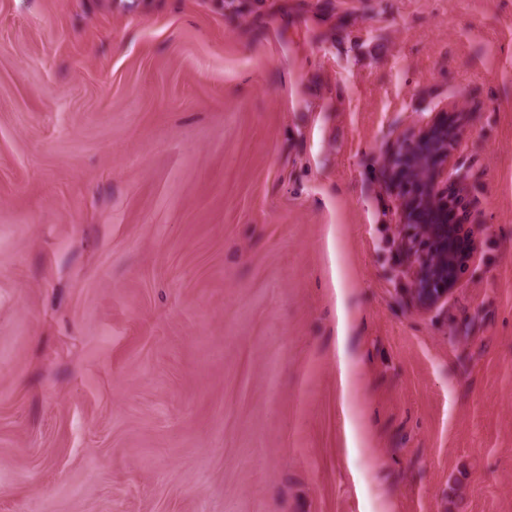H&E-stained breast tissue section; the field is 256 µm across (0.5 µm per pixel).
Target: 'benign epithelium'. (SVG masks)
Listing matches in <instances>:
<instances>
[{"mask_svg": "<svg viewBox=\"0 0 512 512\" xmlns=\"http://www.w3.org/2000/svg\"><path fill=\"white\" fill-rule=\"evenodd\" d=\"M433 113L429 122L399 135L382 156L387 188L397 197L400 215L399 248L404 255L401 273L409 279L408 293L415 308L429 311L448 300L455 286L457 234L448 225V208H465L461 196L448 193V178L465 187L469 170L454 166L461 125L450 111Z\"/></svg>", "mask_w": 512, "mask_h": 512, "instance_id": "7a95c632", "label": "benign epithelium"}]
</instances>
